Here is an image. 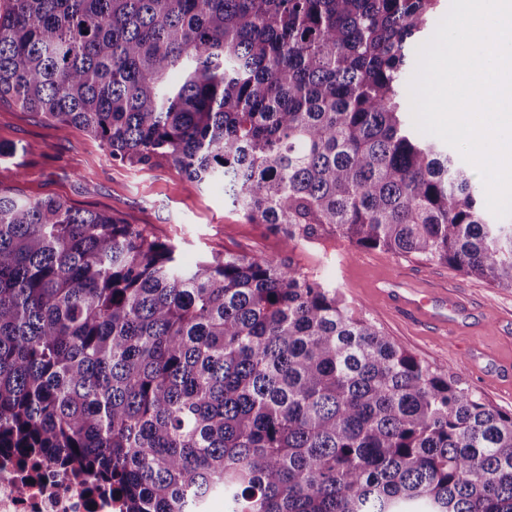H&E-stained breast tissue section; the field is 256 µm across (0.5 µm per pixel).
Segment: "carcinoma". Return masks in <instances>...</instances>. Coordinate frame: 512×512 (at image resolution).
Listing matches in <instances>:
<instances>
[{
    "mask_svg": "<svg viewBox=\"0 0 512 512\" xmlns=\"http://www.w3.org/2000/svg\"><path fill=\"white\" fill-rule=\"evenodd\" d=\"M439 0H0V101L113 161L512 292V224L402 119ZM122 512H512V413L293 261L0 187V450Z\"/></svg>",
    "mask_w": 512,
    "mask_h": 512,
    "instance_id": "1",
    "label": "carcinoma"
}]
</instances>
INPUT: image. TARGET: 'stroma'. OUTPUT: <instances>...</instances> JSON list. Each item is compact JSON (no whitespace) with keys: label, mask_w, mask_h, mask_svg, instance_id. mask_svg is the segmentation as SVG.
<instances>
[{"label":"stroma","mask_w":512,"mask_h":512,"mask_svg":"<svg viewBox=\"0 0 512 512\" xmlns=\"http://www.w3.org/2000/svg\"><path fill=\"white\" fill-rule=\"evenodd\" d=\"M0 142L17 147L0 160V185L26 196H59L78 209L106 210L176 243L191 265L224 253L290 256L335 283L350 305L366 309L393 340L425 362L450 369L494 406L512 412V293L486 280L414 257L360 250L328 239L287 254L279 233L249 223L224 197V187H190L168 162L129 167L113 162L102 143L69 124H51L11 102L0 103ZM448 293L462 316L436 330L403 312L388 283Z\"/></svg>","instance_id":"1"}]
</instances>
